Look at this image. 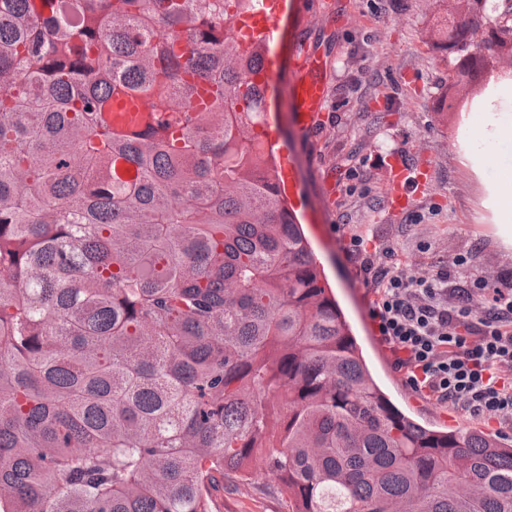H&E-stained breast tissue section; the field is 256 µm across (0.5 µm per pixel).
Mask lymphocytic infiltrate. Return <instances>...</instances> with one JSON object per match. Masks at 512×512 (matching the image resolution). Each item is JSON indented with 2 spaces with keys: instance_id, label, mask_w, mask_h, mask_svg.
Listing matches in <instances>:
<instances>
[{
  "instance_id": "lymphocytic-infiltrate-1",
  "label": "lymphocytic infiltrate",
  "mask_w": 512,
  "mask_h": 512,
  "mask_svg": "<svg viewBox=\"0 0 512 512\" xmlns=\"http://www.w3.org/2000/svg\"><path fill=\"white\" fill-rule=\"evenodd\" d=\"M352 233L345 252L375 299L379 341L417 393L470 417L512 425V282L449 288L451 271L414 274L389 245L368 252Z\"/></svg>"
}]
</instances>
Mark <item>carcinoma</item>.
I'll return each instance as SVG.
<instances>
[{
    "label": "carcinoma",
    "instance_id": "1",
    "mask_svg": "<svg viewBox=\"0 0 512 512\" xmlns=\"http://www.w3.org/2000/svg\"><path fill=\"white\" fill-rule=\"evenodd\" d=\"M242 0H0V512H512L370 375L263 151ZM214 492L212 512H289L278 495L264 491L260 484L226 485Z\"/></svg>",
    "mask_w": 512,
    "mask_h": 512
}]
</instances>
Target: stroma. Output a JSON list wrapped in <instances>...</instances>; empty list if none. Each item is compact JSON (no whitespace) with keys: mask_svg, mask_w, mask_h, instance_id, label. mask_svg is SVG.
Masks as SVG:
<instances>
[{"mask_svg":"<svg viewBox=\"0 0 512 512\" xmlns=\"http://www.w3.org/2000/svg\"><path fill=\"white\" fill-rule=\"evenodd\" d=\"M340 24L321 11L296 20L285 16L286 39L308 30L322 44L329 64L326 111L340 122L322 121L315 132L295 129L290 109V71H283L280 95L271 116L276 132L297 167L298 218L331 288L360 345L367 366L388 398L418 423L443 431H481L512 439V427L490 419H473L414 392L392 367L368 316L373 294L357 279L337 231L339 215L350 227L373 235L375 243L394 247L411 270L425 274L438 265L467 257L466 281L493 275L512 277V249L505 247L503 226L486 207L495 169L477 175L463 159L472 114L486 106L512 113V85L485 86L459 112H441L439 98L448 91V56L440 47L438 20L449 0H353ZM362 82V94L339 93L346 80ZM402 149L409 161L429 156L433 182L414 209L424 215H388L380 201L386 175L381 158ZM363 170L348 179L349 168ZM337 181L336 199L326 202L323 184ZM212 512H288L278 495L257 484L225 487L213 495Z\"/></svg>","mask_w":512,"mask_h":512,"instance_id":"1","label":"stroma"}]
</instances>
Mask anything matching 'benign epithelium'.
Returning a JSON list of instances; mask_svg holds the SVG:
<instances>
[{
  "label": "benign epithelium",
  "instance_id": "benign-epithelium-1",
  "mask_svg": "<svg viewBox=\"0 0 512 512\" xmlns=\"http://www.w3.org/2000/svg\"><path fill=\"white\" fill-rule=\"evenodd\" d=\"M458 9L441 21L443 50L454 61L448 74V94L437 102L440 110L460 111L456 87L465 84L473 89L484 86L487 74L512 75L499 67L500 59L512 60V0H455Z\"/></svg>",
  "mask_w": 512,
  "mask_h": 512
}]
</instances>
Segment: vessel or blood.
I'll use <instances>...</instances> for the list:
<instances>
[{"instance_id":"vessel-or-blood-1","label":"vessel or blood","mask_w":512,"mask_h":512,"mask_svg":"<svg viewBox=\"0 0 512 512\" xmlns=\"http://www.w3.org/2000/svg\"><path fill=\"white\" fill-rule=\"evenodd\" d=\"M288 0H251L247 10L239 12L233 25L244 37L243 49H254L266 57H278L280 49L279 21ZM294 112L299 128L314 131L327 100V64L325 53L313 37L304 35L290 47ZM265 150L271 155L278 174L280 194L289 208L299 200L296 168L287 152L277 149L275 140H268ZM388 181L385 203L393 215L408 212L417 198L431 185L429 164L413 166L399 155L387 159Z\"/></svg>"}]
</instances>
